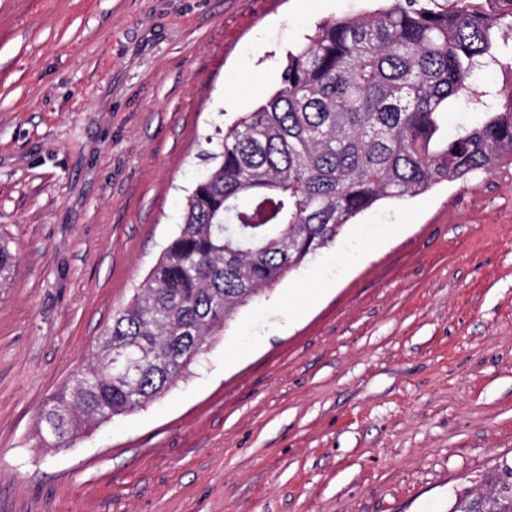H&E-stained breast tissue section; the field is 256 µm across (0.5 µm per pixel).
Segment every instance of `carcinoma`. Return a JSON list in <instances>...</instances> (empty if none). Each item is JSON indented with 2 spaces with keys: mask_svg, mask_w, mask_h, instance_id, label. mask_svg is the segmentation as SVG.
<instances>
[{
  "mask_svg": "<svg viewBox=\"0 0 512 512\" xmlns=\"http://www.w3.org/2000/svg\"><path fill=\"white\" fill-rule=\"evenodd\" d=\"M319 23L287 55L278 88L208 137L206 172L188 190L178 233L91 359L42 408L38 435L57 448L163 396L212 337L357 215L512 164V90L475 98L472 77L498 57L512 0H377ZM482 118L442 132L456 105ZM15 262L0 240V288ZM481 498L490 512L512 502Z\"/></svg>",
  "mask_w": 512,
  "mask_h": 512,
  "instance_id": "obj_1",
  "label": "carcinoma"
}]
</instances>
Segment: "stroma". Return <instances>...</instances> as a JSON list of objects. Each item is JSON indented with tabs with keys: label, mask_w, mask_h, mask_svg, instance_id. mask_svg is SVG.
<instances>
[{
	"label": "stroma",
	"mask_w": 512,
	"mask_h": 512,
	"mask_svg": "<svg viewBox=\"0 0 512 512\" xmlns=\"http://www.w3.org/2000/svg\"><path fill=\"white\" fill-rule=\"evenodd\" d=\"M371 7L0 0V512H449L512 460V164L379 202L160 399L37 436L177 233L205 137Z\"/></svg>",
	"instance_id": "1"
}]
</instances>
